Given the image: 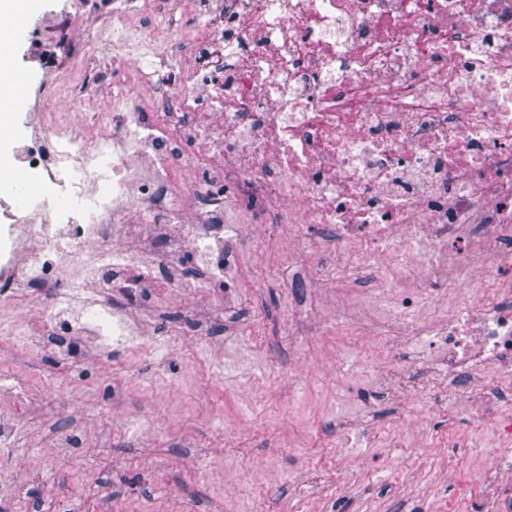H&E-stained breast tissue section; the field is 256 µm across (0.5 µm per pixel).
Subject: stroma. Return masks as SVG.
<instances>
[{"label": "stroma", "instance_id": "obj_1", "mask_svg": "<svg viewBox=\"0 0 512 512\" xmlns=\"http://www.w3.org/2000/svg\"><path fill=\"white\" fill-rule=\"evenodd\" d=\"M77 2L98 27L101 0H39L5 23L29 114L74 48ZM225 215L238 226L239 260L224 270L218 334L172 345L160 315L154 354L134 363L92 336L66 356L0 343V374L35 394L8 463L38 484L40 505L26 512H471L512 494V474L493 477L495 425L512 416L507 378L447 374L434 345L449 298L469 300L466 284L447 283L434 259L411 275L419 306L378 308L397 243L325 285L318 258L341 256L324 231L271 224L259 247L237 203ZM458 389L480 396L471 412L457 406ZM73 430L80 438L57 456Z\"/></svg>", "mask_w": 512, "mask_h": 512}]
</instances>
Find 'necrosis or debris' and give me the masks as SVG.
<instances>
[{
  "label": "necrosis or debris",
  "instance_id": "necrosis-or-debris-1",
  "mask_svg": "<svg viewBox=\"0 0 512 512\" xmlns=\"http://www.w3.org/2000/svg\"><path fill=\"white\" fill-rule=\"evenodd\" d=\"M79 41L147 58L137 96L107 106L91 52L49 73L25 122L0 307L23 343L146 338L168 295L166 334L200 332L193 301L236 257L233 197L254 224L334 226L337 243L392 237L447 257L461 245L498 280L512 261V0H106ZM192 15L186 60L159 40ZM472 299L436 345L448 365L512 362V298Z\"/></svg>",
  "mask_w": 512,
  "mask_h": 512
}]
</instances>
